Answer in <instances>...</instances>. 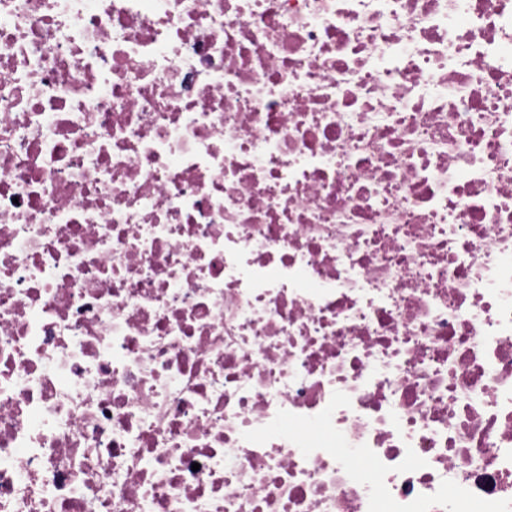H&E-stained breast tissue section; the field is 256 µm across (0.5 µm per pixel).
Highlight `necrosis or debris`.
Returning a JSON list of instances; mask_svg holds the SVG:
<instances>
[{
	"mask_svg": "<svg viewBox=\"0 0 512 512\" xmlns=\"http://www.w3.org/2000/svg\"><path fill=\"white\" fill-rule=\"evenodd\" d=\"M512 512V0H0V512Z\"/></svg>",
	"mask_w": 512,
	"mask_h": 512,
	"instance_id": "4bbe7bcc",
	"label": "necrosis or debris"
}]
</instances>
